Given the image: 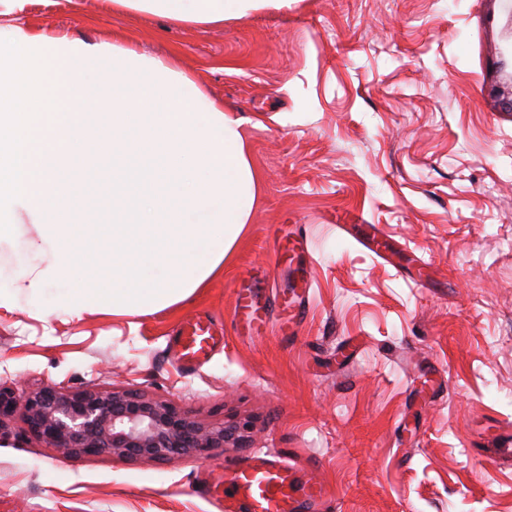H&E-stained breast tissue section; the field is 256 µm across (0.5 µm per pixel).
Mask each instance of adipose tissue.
Here are the masks:
<instances>
[{"label":"adipose tissue","mask_w":512,"mask_h":512,"mask_svg":"<svg viewBox=\"0 0 512 512\" xmlns=\"http://www.w3.org/2000/svg\"><path fill=\"white\" fill-rule=\"evenodd\" d=\"M0 0V241L37 224L0 277L70 316L136 315L190 298L260 199L241 119L161 59L52 35ZM175 23L220 24L288 0H109ZM111 208L86 200L87 181Z\"/></svg>","instance_id":"1"}]
</instances>
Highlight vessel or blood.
<instances>
[{
    "label": "vessel or blood",
    "instance_id": "vessel-or-blood-1",
    "mask_svg": "<svg viewBox=\"0 0 512 512\" xmlns=\"http://www.w3.org/2000/svg\"><path fill=\"white\" fill-rule=\"evenodd\" d=\"M261 277H250L235 292V323L247 335L263 334L268 304ZM180 357L189 362L205 358L217 345L214 323L199 316L185 322L178 336ZM233 512H306L323 505L327 491L315 477L305 475L268 453H258L235 465L223 489Z\"/></svg>",
    "mask_w": 512,
    "mask_h": 512
}]
</instances>
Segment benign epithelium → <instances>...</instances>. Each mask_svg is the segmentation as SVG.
Returning <instances> with one entry per match:
<instances>
[{
	"label": "benign epithelium",
	"mask_w": 512,
	"mask_h": 512,
	"mask_svg": "<svg viewBox=\"0 0 512 512\" xmlns=\"http://www.w3.org/2000/svg\"><path fill=\"white\" fill-rule=\"evenodd\" d=\"M19 411L31 436L63 455L108 454L128 464L205 459L217 448L240 447L252 429L248 420H197L138 389L0 385V434Z\"/></svg>",
	"instance_id": "1"
}]
</instances>
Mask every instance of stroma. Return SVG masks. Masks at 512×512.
<instances>
[{"label":"stroma","mask_w":512,"mask_h":512,"mask_svg":"<svg viewBox=\"0 0 512 512\" xmlns=\"http://www.w3.org/2000/svg\"><path fill=\"white\" fill-rule=\"evenodd\" d=\"M506 0H290L223 25L103 0H31L37 28L172 61L244 121L263 200L222 277L144 315L0 309V384L115 386L204 421H252L248 447L130 465L65 456L15 417L0 512H218L200 491L272 452L337 512H512V10ZM298 224L309 257H280ZM372 224L380 245L363 246ZM313 260L305 317L236 334L249 277L281 304ZM224 343L178 356L183 320Z\"/></svg>","instance_id":"stroma-1"}]
</instances>
